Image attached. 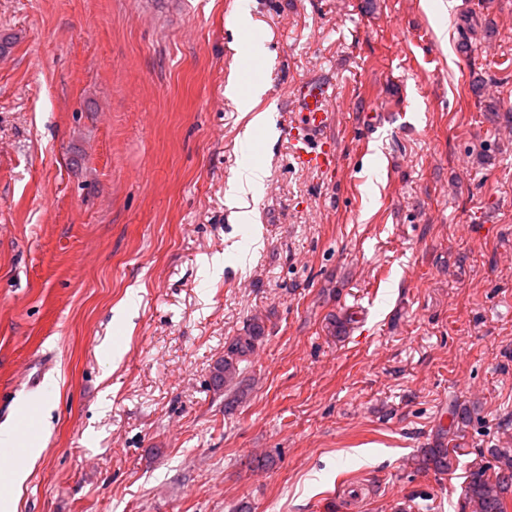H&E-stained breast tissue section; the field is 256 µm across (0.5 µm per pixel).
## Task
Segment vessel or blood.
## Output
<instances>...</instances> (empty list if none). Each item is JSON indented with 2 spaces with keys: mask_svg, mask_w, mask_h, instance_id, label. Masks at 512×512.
<instances>
[{
  "mask_svg": "<svg viewBox=\"0 0 512 512\" xmlns=\"http://www.w3.org/2000/svg\"><path fill=\"white\" fill-rule=\"evenodd\" d=\"M335 91L330 83L309 80L295 90L300 123L296 140L298 158L302 165L328 171L336 166V155L324 139V132L332 122L329 103Z\"/></svg>",
  "mask_w": 512,
  "mask_h": 512,
  "instance_id": "obj_1",
  "label": "vessel or blood"
}]
</instances>
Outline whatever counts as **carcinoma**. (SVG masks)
<instances>
[{
  "label": "carcinoma",
  "instance_id": "obj_1",
  "mask_svg": "<svg viewBox=\"0 0 512 512\" xmlns=\"http://www.w3.org/2000/svg\"><path fill=\"white\" fill-rule=\"evenodd\" d=\"M264 335L263 327L255 322L250 324L244 335L233 337L224 345V356L216 362L211 372V384L217 391L233 384L239 376V364L254 352L256 345ZM452 420L441 428L440 442L434 448H426L418 461L422 469L449 471L453 469L456 441L462 428L467 425V411L452 408ZM491 455L498 465L480 467L471 474L463 495L462 508L471 512H505L506 495L512 493V450L494 448Z\"/></svg>",
  "mask_w": 512,
  "mask_h": 512
}]
</instances>
